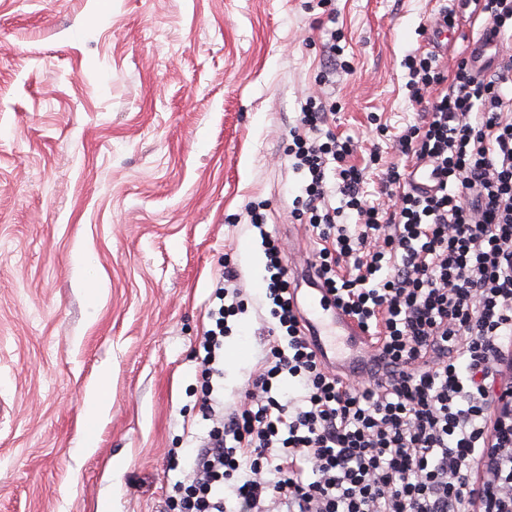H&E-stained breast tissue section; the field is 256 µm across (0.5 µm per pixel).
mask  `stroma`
<instances>
[{"label":"stroma","instance_id":"obj_1","mask_svg":"<svg viewBox=\"0 0 512 512\" xmlns=\"http://www.w3.org/2000/svg\"><path fill=\"white\" fill-rule=\"evenodd\" d=\"M484 23L448 0H0V512H158L210 427L194 350L225 264L247 302L225 409L273 323L251 213L286 268L317 247L286 155L302 104L335 103L364 200L393 211L383 178L422 120L405 60L452 75ZM108 401L101 389L90 393L85 400L84 417L87 424V436L84 448H94V431L89 430L88 426L96 424L104 412L107 410Z\"/></svg>","mask_w":512,"mask_h":512}]
</instances>
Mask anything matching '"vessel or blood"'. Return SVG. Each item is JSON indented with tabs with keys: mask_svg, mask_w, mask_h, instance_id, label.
I'll use <instances>...</instances> for the list:
<instances>
[{
	"mask_svg": "<svg viewBox=\"0 0 512 512\" xmlns=\"http://www.w3.org/2000/svg\"><path fill=\"white\" fill-rule=\"evenodd\" d=\"M299 281L309 288L304 297L306 307L301 315L321 350L348 377L367 375L374 350L370 338L362 332L356 321L343 310L332 307L316 290L312 263L302 265Z\"/></svg>",
	"mask_w": 512,
	"mask_h": 512,
	"instance_id": "vessel-or-blood-1",
	"label": "vessel or blood"
}]
</instances>
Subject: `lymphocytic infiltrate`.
I'll use <instances>...</instances> for the list:
<instances>
[{
  "label": "lymphocytic infiltrate",
  "mask_w": 512,
  "mask_h": 512,
  "mask_svg": "<svg viewBox=\"0 0 512 512\" xmlns=\"http://www.w3.org/2000/svg\"><path fill=\"white\" fill-rule=\"evenodd\" d=\"M487 15L486 37L512 38V0H461ZM424 119L400 147L433 165L437 187L399 191L389 214L361 198L352 145L322 134L326 104L306 101L288 150L308 180L294 202L321 243L322 288L381 347L365 387L337 376L305 334L277 237L261 231L273 326L263 370L225 412L227 319L241 291L217 286L213 329L198 348L203 419L213 426L162 512H483L479 477L494 446L496 376L512 351V55L462 60L445 78L431 57L407 63ZM441 86L426 97L429 86ZM337 164L344 209L329 208L325 169ZM355 223H348V216ZM302 394L280 400L279 377Z\"/></svg>",
  "instance_id": "lymphocytic-infiltrate-1"
}]
</instances>
